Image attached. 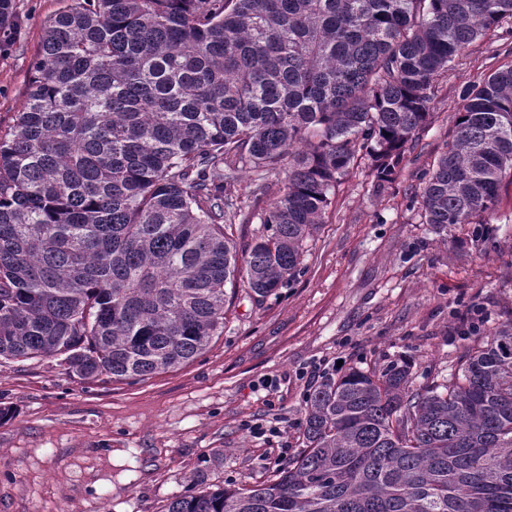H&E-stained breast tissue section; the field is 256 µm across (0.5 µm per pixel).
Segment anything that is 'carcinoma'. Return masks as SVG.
<instances>
[{"label": "carcinoma", "instance_id": "1", "mask_svg": "<svg viewBox=\"0 0 512 512\" xmlns=\"http://www.w3.org/2000/svg\"><path fill=\"white\" fill-rule=\"evenodd\" d=\"M512 0H70L45 28L23 110L0 129V361L144 380L224 331L226 286L258 298L358 154L380 183L432 119L430 91ZM451 146L421 178L438 235L481 224L512 171V64L460 93ZM288 168L244 256L238 168ZM350 368L305 401V447L261 485L163 512H512V321L448 379Z\"/></svg>", "mask_w": 512, "mask_h": 512}]
</instances>
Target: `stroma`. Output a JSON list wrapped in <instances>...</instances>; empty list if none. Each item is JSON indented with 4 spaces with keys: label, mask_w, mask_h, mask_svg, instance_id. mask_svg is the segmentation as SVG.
<instances>
[{
    "label": "stroma",
    "mask_w": 512,
    "mask_h": 512,
    "mask_svg": "<svg viewBox=\"0 0 512 512\" xmlns=\"http://www.w3.org/2000/svg\"><path fill=\"white\" fill-rule=\"evenodd\" d=\"M68 0H15L19 38L0 53V128L22 110L47 22ZM512 64V35L475 40L431 89L433 119L381 184L358 160L304 243L303 273L256 301L228 291L224 331L178 369L140 381L82 380L51 358L0 367V512H162L205 470L208 483H266L302 446L309 390L343 368L407 356L419 382L442 379L457 358L512 320V177L503 180L477 247L476 225L436 235L411 199L455 132L460 93ZM254 174L235 184L243 217L228 226L247 250L270 197ZM480 307L477 332L460 317Z\"/></svg>",
    "instance_id": "1"
}]
</instances>
